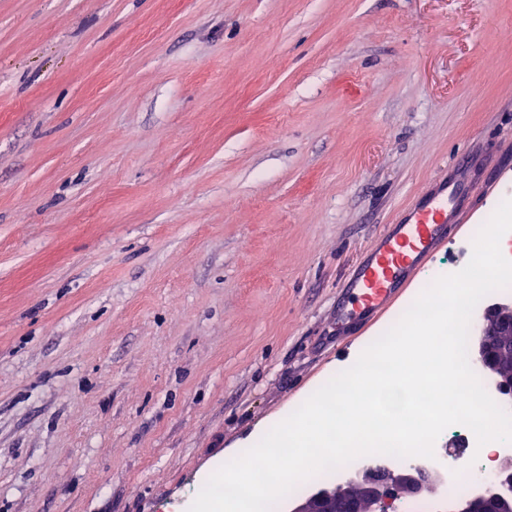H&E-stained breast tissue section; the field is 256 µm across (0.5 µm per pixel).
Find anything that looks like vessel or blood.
I'll return each instance as SVG.
<instances>
[{
  "label": "vessel or blood",
  "instance_id": "vessel-or-blood-1",
  "mask_svg": "<svg viewBox=\"0 0 512 512\" xmlns=\"http://www.w3.org/2000/svg\"><path fill=\"white\" fill-rule=\"evenodd\" d=\"M467 189L445 179L400 208L343 281L342 301L359 323L383 318L416 277L447 247L463 213Z\"/></svg>",
  "mask_w": 512,
  "mask_h": 512
}]
</instances>
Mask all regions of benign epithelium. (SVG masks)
Returning <instances> with one entry per match:
<instances>
[{
	"instance_id": "7a95c632",
	"label": "benign epithelium",
	"mask_w": 512,
	"mask_h": 512,
	"mask_svg": "<svg viewBox=\"0 0 512 512\" xmlns=\"http://www.w3.org/2000/svg\"><path fill=\"white\" fill-rule=\"evenodd\" d=\"M476 361L498 390L512 397V303H494L484 311L474 336ZM448 482L436 467L364 465L346 481L318 488L295 501L289 512H388L402 495L434 496ZM451 512H512V460L499 464L497 475L479 493L458 502Z\"/></svg>"
}]
</instances>
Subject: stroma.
I'll return each instance as SVG.
<instances>
[{
  "label": "stroma",
  "instance_id": "1",
  "mask_svg": "<svg viewBox=\"0 0 512 512\" xmlns=\"http://www.w3.org/2000/svg\"><path fill=\"white\" fill-rule=\"evenodd\" d=\"M446 176L441 267L512 192V0H0V512L193 503L419 296L337 317Z\"/></svg>",
  "mask_w": 512,
  "mask_h": 512
}]
</instances>
